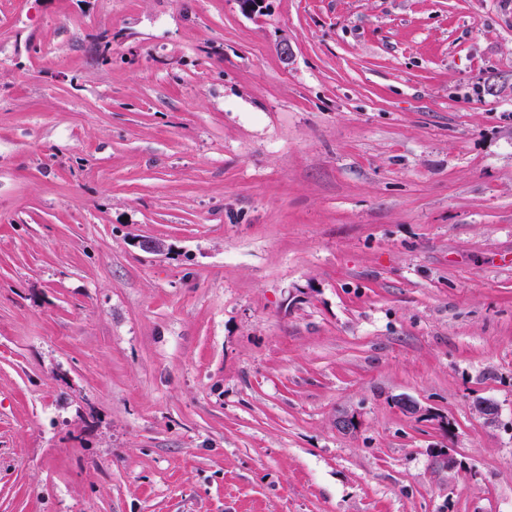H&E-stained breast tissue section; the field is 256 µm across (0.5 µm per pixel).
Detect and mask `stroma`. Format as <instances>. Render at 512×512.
Masks as SVG:
<instances>
[{"instance_id":"obj_1","label":"stroma","mask_w":512,"mask_h":512,"mask_svg":"<svg viewBox=\"0 0 512 512\" xmlns=\"http://www.w3.org/2000/svg\"><path fill=\"white\" fill-rule=\"evenodd\" d=\"M0 512H512V0H0Z\"/></svg>"}]
</instances>
